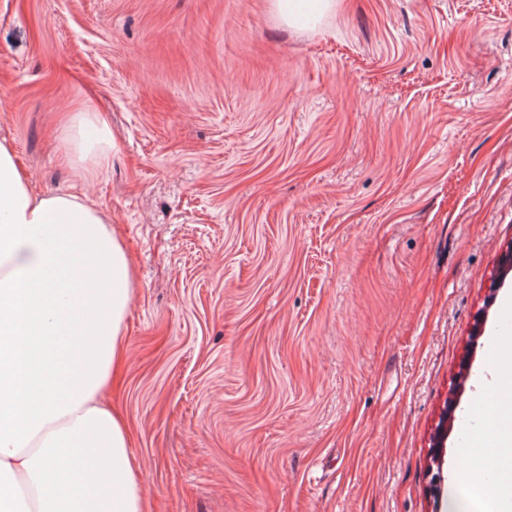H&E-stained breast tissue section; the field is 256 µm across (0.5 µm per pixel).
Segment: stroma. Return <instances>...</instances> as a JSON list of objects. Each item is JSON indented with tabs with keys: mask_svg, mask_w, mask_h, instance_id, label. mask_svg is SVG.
<instances>
[{
	"mask_svg": "<svg viewBox=\"0 0 512 512\" xmlns=\"http://www.w3.org/2000/svg\"><path fill=\"white\" fill-rule=\"evenodd\" d=\"M83 103L112 129L89 181L59 137ZM0 140L136 273L110 399L149 512H448L497 456L512 0L303 26L272 0H0Z\"/></svg>",
	"mask_w": 512,
	"mask_h": 512,
	"instance_id": "35a3bbf8",
	"label": "stroma"
}]
</instances>
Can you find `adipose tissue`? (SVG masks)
Instances as JSON below:
<instances>
[{
    "mask_svg": "<svg viewBox=\"0 0 512 512\" xmlns=\"http://www.w3.org/2000/svg\"><path fill=\"white\" fill-rule=\"evenodd\" d=\"M66 160L107 166L112 130L72 112ZM125 248L76 193L39 195L0 142V512H146L130 436L106 400L126 363Z\"/></svg>",
    "mask_w": 512,
    "mask_h": 512,
    "instance_id": "adipose-tissue-1",
    "label": "adipose tissue"
}]
</instances>
